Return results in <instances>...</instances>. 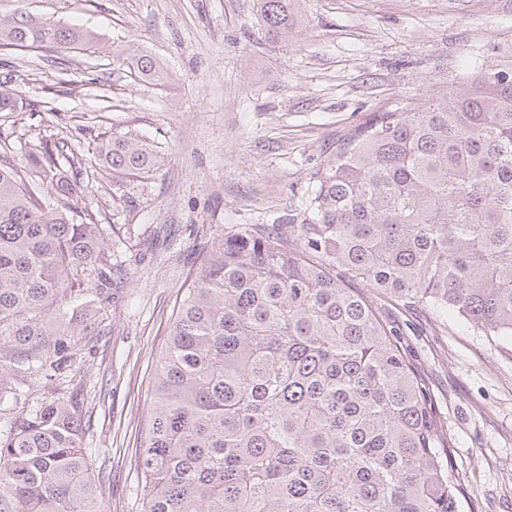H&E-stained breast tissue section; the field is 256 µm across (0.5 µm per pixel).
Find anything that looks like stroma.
<instances>
[{"instance_id": "35a3bbf8", "label": "stroma", "mask_w": 512, "mask_h": 512, "mask_svg": "<svg viewBox=\"0 0 512 512\" xmlns=\"http://www.w3.org/2000/svg\"><path fill=\"white\" fill-rule=\"evenodd\" d=\"M19 12L91 30L99 45L0 49V80L23 100L1 130L83 154L102 133L130 131L161 151L134 212L113 206L109 172L84 178L77 205L96 213L123 286L72 374L25 386L29 409L77 397L107 512H140L135 450L153 369L203 249L235 225L286 223L310 172L371 113L512 62V0H303L300 25L274 41L255 0H0V21ZM142 55L162 80L128 69ZM384 314L451 436L462 512H512V337L423 306Z\"/></svg>"}]
</instances>
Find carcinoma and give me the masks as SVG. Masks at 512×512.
<instances>
[{"instance_id": "obj_1", "label": "carcinoma", "mask_w": 512, "mask_h": 512, "mask_svg": "<svg viewBox=\"0 0 512 512\" xmlns=\"http://www.w3.org/2000/svg\"><path fill=\"white\" fill-rule=\"evenodd\" d=\"M300 0H257L267 36ZM92 51L97 37L19 15L0 46ZM144 78L162 72L147 55ZM96 155L112 200L161 163L113 132ZM82 159L63 141L0 134V402L65 375L94 335L85 286L118 285L112 250L78 210ZM287 224L224 232L180 296L139 448L141 512H460L451 437L381 304L453 311L512 336V71L349 128ZM82 409L53 401L0 429V512H105Z\"/></svg>"}]
</instances>
